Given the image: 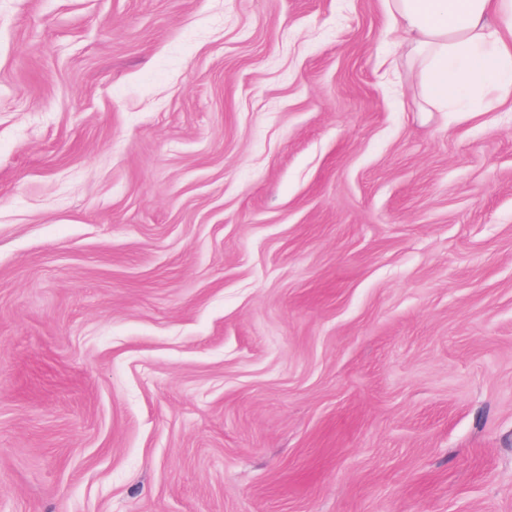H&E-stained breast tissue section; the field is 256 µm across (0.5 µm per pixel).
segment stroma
<instances>
[{
    "label": "stroma",
    "mask_w": 512,
    "mask_h": 512,
    "mask_svg": "<svg viewBox=\"0 0 512 512\" xmlns=\"http://www.w3.org/2000/svg\"><path fill=\"white\" fill-rule=\"evenodd\" d=\"M383 0H0V512H512V112Z\"/></svg>",
    "instance_id": "stroma-1"
}]
</instances>
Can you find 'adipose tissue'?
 <instances>
[{
	"label": "adipose tissue",
	"instance_id": "ef3b65f1",
	"mask_svg": "<svg viewBox=\"0 0 512 512\" xmlns=\"http://www.w3.org/2000/svg\"><path fill=\"white\" fill-rule=\"evenodd\" d=\"M424 108L512 103V0H385Z\"/></svg>",
	"mask_w": 512,
	"mask_h": 512
}]
</instances>
